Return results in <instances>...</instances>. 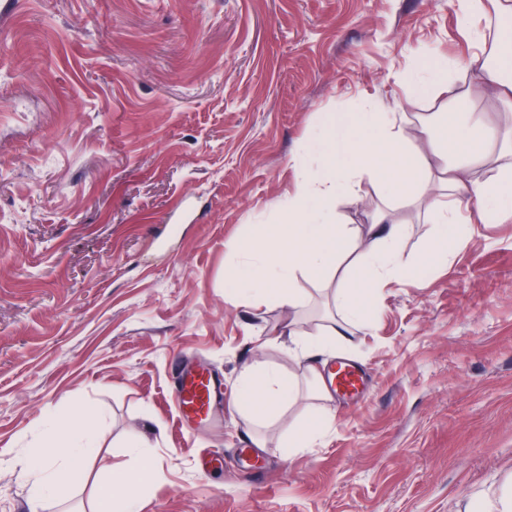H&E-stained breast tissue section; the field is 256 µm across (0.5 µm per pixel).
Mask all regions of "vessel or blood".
<instances>
[{"mask_svg":"<svg viewBox=\"0 0 512 512\" xmlns=\"http://www.w3.org/2000/svg\"><path fill=\"white\" fill-rule=\"evenodd\" d=\"M334 383L340 394L353 398L363 391L364 375L356 366L341 364L334 370ZM221 388L220 380L206 367L186 366L175 385V400L182 420L198 427L210 423Z\"/></svg>","mask_w":512,"mask_h":512,"instance_id":"obj_1","label":"vessel or blood"}]
</instances>
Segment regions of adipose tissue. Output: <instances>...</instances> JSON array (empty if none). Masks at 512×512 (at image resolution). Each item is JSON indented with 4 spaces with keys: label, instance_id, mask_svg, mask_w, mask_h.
Here are the masks:
<instances>
[{
    "label": "adipose tissue",
    "instance_id": "ef3b65f1",
    "mask_svg": "<svg viewBox=\"0 0 512 512\" xmlns=\"http://www.w3.org/2000/svg\"><path fill=\"white\" fill-rule=\"evenodd\" d=\"M471 70L478 79L476 88H489L498 101L502 120L497 127L489 126L485 113L453 108V101L470 97L474 88L460 84L446 58L432 56L416 89L448 97L449 107L434 118L448 128L454 150L423 152L406 134L410 120L404 112L331 116L315 137L318 168L311 170L304 161H297L295 191L255 245L262 261L235 262L226 269L229 302L248 294L256 301L272 300L293 310L301 302L294 286L298 270L328 282L343 263H350L349 285L336 291L344 318L330 325L327 339L307 337L292 319L278 329L279 335L290 338L294 355L309 359L305 377L318 382L321 397H329L330 391L320 382L317 360L330 352L335 342L346 339L350 323L366 314L368 302L383 281L413 279L401 252L409 227L395 219L394 206L426 203L439 226L438 239L428 255L432 263L447 261L448 244L466 243L470 225L512 222V60L492 62L478 51ZM492 154L501 161L495 176L479 177L478 168ZM364 178L376 181L389 194L391 204L379 209L370 224H343L338 198ZM298 395L294 376L258 363L242 369L238 410L248 421L249 437L256 447H265L263 429L275 426L283 409L295 403ZM95 448V432L90 426L66 414L55 416L47 446L25 474L32 497L41 500L71 490ZM139 457L138 474L113 473L111 489L99 491L93 512H120L117 502L121 499L133 503L139 474L154 467L151 453L143 451Z\"/></svg>",
    "mask_w": 512,
    "mask_h": 512
}]
</instances>
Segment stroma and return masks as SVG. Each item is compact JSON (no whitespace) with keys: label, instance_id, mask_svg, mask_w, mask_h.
<instances>
[{"label":"stroma","instance_id":"obj_1","mask_svg":"<svg viewBox=\"0 0 512 512\" xmlns=\"http://www.w3.org/2000/svg\"><path fill=\"white\" fill-rule=\"evenodd\" d=\"M461 0H0V512H90L113 470L155 458L135 512H492L512 489V223L478 224L446 263L424 206L400 209L415 285L390 280L337 358L368 372L309 447L280 445L303 398L252 446L243 364L302 370L271 331L286 308L225 298L227 266L293 193L336 112L441 111L411 82L447 56L469 77ZM362 180L347 224L382 208ZM323 338L332 289L299 275ZM224 378L210 426L183 425V363ZM101 451L65 501L22 478L52 414ZM208 458L196 471L193 461Z\"/></svg>","mask_w":512,"mask_h":512}]
</instances>
